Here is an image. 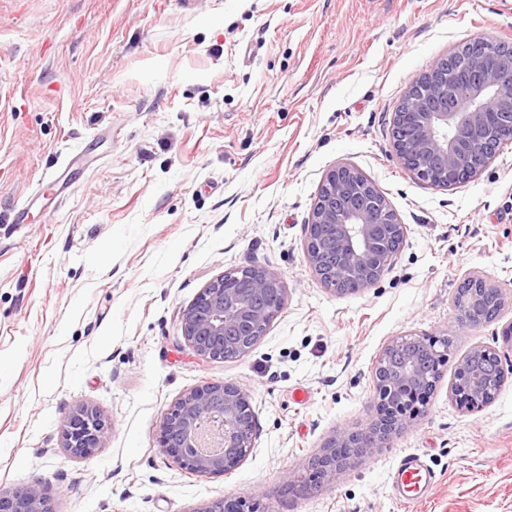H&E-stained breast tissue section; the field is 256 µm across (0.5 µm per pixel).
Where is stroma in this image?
I'll list each match as a JSON object with an SVG mask.
<instances>
[{
    "mask_svg": "<svg viewBox=\"0 0 512 512\" xmlns=\"http://www.w3.org/2000/svg\"><path fill=\"white\" fill-rule=\"evenodd\" d=\"M476 36L512 44V0H0V215L90 154L54 212L0 223V491L40 483L55 512H512V375L482 409L450 396L471 348L512 361V141L442 188L390 135L412 82ZM339 164L405 227L380 279L346 294L305 253ZM247 266L281 276L283 309L245 357L199 361L184 309ZM472 275L507 303L466 327L454 297ZM403 334L453 337L440 382L387 444L314 483L309 458L375 418L373 368ZM222 381L256 437L201 475L157 437L184 393ZM82 405L112 430L74 459L61 428ZM405 454L436 474L412 501L390 480Z\"/></svg>",
    "mask_w": 512,
    "mask_h": 512,
    "instance_id": "stroma-1",
    "label": "stroma"
}]
</instances>
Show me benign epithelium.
I'll return each mask as SVG.
<instances>
[{"instance_id": "obj_1", "label": "benign epithelium", "mask_w": 512, "mask_h": 512, "mask_svg": "<svg viewBox=\"0 0 512 512\" xmlns=\"http://www.w3.org/2000/svg\"><path fill=\"white\" fill-rule=\"evenodd\" d=\"M485 39H470L472 53L449 67H432L411 85L393 124L410 122L412 141L395 143L401 159L411 163L419 157V177L444 186L463 178L468 145L485 139L490 120L512 128V63L504 65L488 55ZM329 194L314 208L307 224L306 253L316 273L329 270L327 286L338 293L360 290L378 280L390 263L388 247L403 225L394 223L379 197L368 195L369 187L359 171L338 165L325 175ZM462 292L470 295L473 310L490 300L504 305L500 289L478 277L464 281ZM286 298L281 276L254 266L243 283L232 284L220 276L210 281L181 316L182 336L202 360H217L231 353L239 358L249 353L264 335L275 314L266 307L268 297ZM448 348L438 342L426 352L416 336L405 334L390 341L375 366L378 418L368 426L346 429L320 454L322 463L312 478L331 480L346 468L340 449L365 454L400 431L415 415L417 404L428 392L426 365L443 361ZM502 366L501 355L490 347L473 348L461 365L458 382L450 393L468 407L488 402L496 373L488 370L484 357ZM247 395L231 382H209L184 394L166 413L157 438L169 458L202 475L224 473L247 456L253 447L255 424L244 412ZM109 433L106 419L94 408L80 406L63 421V445L81 458L93 455ZM49 500L36 483L15 492L0 493V512H52Z\"/></svg>"}]
</instances>
